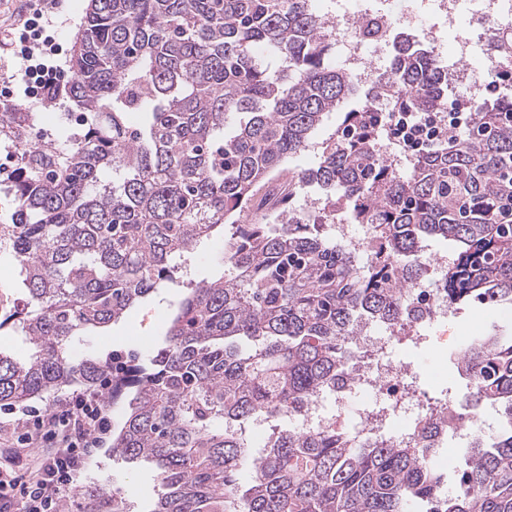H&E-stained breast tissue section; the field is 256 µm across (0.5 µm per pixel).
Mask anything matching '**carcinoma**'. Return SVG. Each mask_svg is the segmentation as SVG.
<instances>
[{"label": "carcinoma", "instance_id": "carcinoma-1", "mask_svg": "<svg viewBox=\"0 0 512 512\" xmlns=\"http://www.w3.org/2000/svg\"><path fill=\"white\" fill-rule=\"evenodd\" d=\"M333 43L311 0H88L68 85L78 132L35 137L33 113L0 112L16 204L0 248L27 289L0 327L14 321L33 349L24 363L0 352V408L110 380L104 402L132 396L112 457L154 466L152 512H512V334L494 322L453 364L477 381L459 420L490 408L500 429L465 448L446 495L434 449L412 442L294 428L259 449L247 438L255 419L336 389L357 331L405 316L428 238L456 245L448 303L512 306V224L498 217L512 195V98L473 106V132L411 156L403 176L377 148L375 105L345 111L357 86ZM493 47L489 75L512 70V32ZM389 87L395 112L448 111V73L424 49L396 52ZM131 112L146 117L139 131ZM328 112L344 124L318 167L283 177ZM304 184L373 228L376 260L360 266L301 222L289 201ZM226 225L230 273L185 292L163 346L142 360L71 355ZM82 496L83 512H126L105 482Z\"/></svg>", "mask_w": 512, "mask_h": 512}]
</instances>
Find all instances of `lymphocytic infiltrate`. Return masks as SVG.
<instances>
[{
  "instance_id": "lymphocytic-infiltrate-1",
  "label": "lymphocytic infiltrate",
  "mask_w": 512,
  "mask_h": 512,
  "mask_svg": "<svg viewBox=\"0 0 512 512\" xmlns=\"http://www.w3.org/2000/svg\"><path fill=\"white\" fill-rule=\"evenodd\" d=\"M377 126L394 138L401 151L429 153L445 144L433 116L408 112L404 117L380 113ZM34 427L18 437L23 451L57 440L60 452L44 460L35 473L17 476L15 469L0 470V512H59L63 501L78 487L99 448L111 431V420L100 397L77 394L52 412H34Z\"/></svg>"
}]
</instances>
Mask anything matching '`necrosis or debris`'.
<instances>
[{"mask_svg":"<svg viewBox=\"0 0 512 512\" xmlns=\"http://www.w3.org/2000/svg\"><path fill=\"white\" fill-rule=\"evenodd\" d=\"M370 0H336L335 9L322 12L323 20L336 26V65L348 73L355 83L374 77L376 69L368 61L371 48L386 42L392 29H410L421 18L412 0H380L379 8L369 6ZM433 9L448 18V35L452 37V63L448 78L461 88L468 105L481 101L486 87L485 71L472 66V57L490 61L485 36L460 35L462 24L485 19L494 20L503 32L512 31V0H430ZM429 263L435 275L414 281L409 287L411 320L390 328L388 335L378 336L364 330L354 338L364 360L358 361L350 380L335 391V411H327L321 399L310 400L295 417L293 424L301 430L342 429L347 433L370 440L378 433H387L390 440L409 439L427 448H441L449 435L460 440L477 438L478 432L462 425L449 431L445 422L447 407L434 411L424 408L423 397L411 387L408 365L392 359L391 342L421 345L425 338L420 328L425 324H444L455 313L448 302L446 282L442 275L446 259L433 256ZM361 400H370L385 408L382 415L354 413Z\"/></svg>","mask_w":512,"mask_h":512,"instance_id":"necrosis-or-debris-1","label":"necrosis or debris"}]
</instances>
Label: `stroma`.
I'll list each match as a JSON object with an SVG mask.
<instances>
[{"instance_id": "stroma-1", "label": "stroma", "mask_w": 512, "mask_h": 512, "mask_svg": "<svg viewBox=\"0 0 512 512\" xmlns=\"http://www.w3.org/2000/svg\"><path fill=\"white\" fill-rule=\"evenodd\" d=\"M86 7L87 0H59L57 18L52 26L45 29L55 49L49 61L59 66L60 83L64 86L72 79L69 59L74 35L85 16ZM12 109L34 113L36 132L41 136L50 133L71 134L77 130L76 124L68 119L70 113L76 112L77 106L64 94L54 102L39 105L20 96L15 99ZM222 239V234L218 233L202 244L183 272L178 273L175 282L134 304L121 320L105 330L88 332L76 341L72 346L74 354L80 356L93 351L101 355L114 352L123 356H148L165 338L170 312L183 291L184 283L210 281L228 274L224 252L217 247ZM499 313V307L491 305L471 303L462 306L446 327L431 328L434 343L420 348L399 345L394 349V356L413 362L418 372L419 387L427 391L429 396H438L441 373L451 367L450 356L456 347V338L477 335ZM48 408L46 401L34 399L11 409H0V466L6 464L16 452V438L26 430L30 411H45ZM102 481L108 482L111 492L124 501L127 512H151L156 498L153 467H133L117 461L110 448L105 447L97 451L81 484L87 487Z\"/></svg>"}]
</instances>
